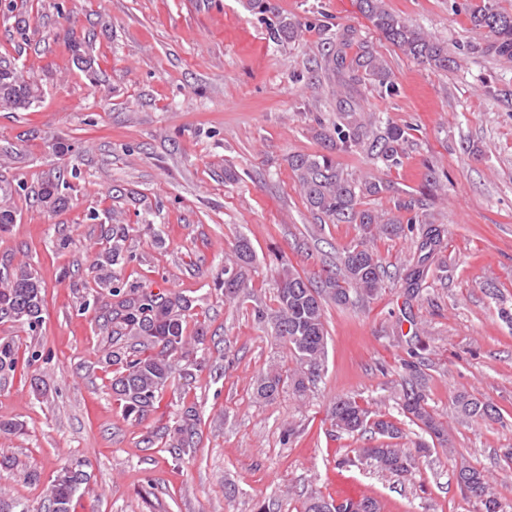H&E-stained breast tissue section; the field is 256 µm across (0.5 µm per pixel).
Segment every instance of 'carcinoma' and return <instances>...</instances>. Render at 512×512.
<instances>
[{"label":"carcinoma","mask_w":512,"mask_h":512,"mask_svg":"<svg viewBox=\"0 0 512 512\" xmlns=\"http://www.w3.org/2000/svg\"><path fill=\"white\" fill-rule=\"evenodd\" d=\"M363 16L384 39L405 56L432 69L446 71L454 64L447 45L435 40L420 28L408 24L389 11L385 0H360ZM470 22L487 34L485 52L512 61V13L485 4L472 10ZM296 24L285 18L270 28V38L286 41L294 38ZM354 33L346 28L336 47L326 54L325 69L364 75L384 85L388 65L377 52L361 44L353 56ZM41 100L37 85L25 79L24 72L12 60L0 56V109L30 108ZM374 113L359 104L346 110L343 121L320 133L325 152L296 154L290 166L307 208L321 221L333 224H355L359 238L345 247L338 257L336 269L324 268L313 276L299 272L283 263L275 281L276 306L268 309L249 288L248 275L254 268L255 251L244 235L237 237L233 255L224 262L223 277L215 287L224 290V300L230 303L253 302L255 319L268 327L288 347L299 369L286 376L272 366L253 383L256 397L265 402L276 398L289 383L296 394L303 396L308 384L322 370L329 332L325 320V304H364L378 296L384 288L388 270L375 252V242L382 237L417 232L413 265L406 280L417 286L426 277L435 257L441 252L443 233L428 215L404 218L415 209L413 199L394 201L396 214L386 218L367 206V201L387 196L392 190L382 179L355 178L336 163L334 154L341 151H363L390 167L398 163L403 146L409 140L406 128L387 124L381 134L375 132ZM61 177L43 181L34 192L35 201L55 212L66 204ZM136 228L131 224H106L102 231L105 247L92 266L93 280L98 288L108 289L111 306L99 316L100 329L107 335L128 340V345L108 352L105 363L115 367L112 392L120 401L126 418L143 422L155 408L160 394L176 380H189L193 372L205 367V360L194 356L191 342H202L206 328L196 321L189 322L194 300L180 293H155L143 286L120 282L117 270L124 264L128 242ZM45 292L31 266L19 264L0 272V322H21L31 336L43 324ZM19 362L14 340L0 338V380L15 372ZM409 371L402 384L399 408L408 422L417 427L430 441H420L417 452L440 447L454 452L445 422L428 403L426 377L414 361L405 360ZM454 411L466 418L494 419L498 410L491 402L468 392L453 399ZM194 407L184 410L175 435L169 443L170 453L181 456L197 445ZM331 426L338 435L355 436L370 432L377 444L358 449V456L380 470L400 476L412 475L414 458L398 440L403 432L398 423L352 396L339 397L330 410ZM457 483L469 496L479 500L484 512H503L501 502L484 472L463 461L457 470ZM82 470L65 469L56 475L50 490L46 512H70L73 497L86 483ZM305 512H381L378 500L372 497L346 498L340 501L312 496Z\"/></svg>","instance_id":"carcinoma-1"}]
</instances>
